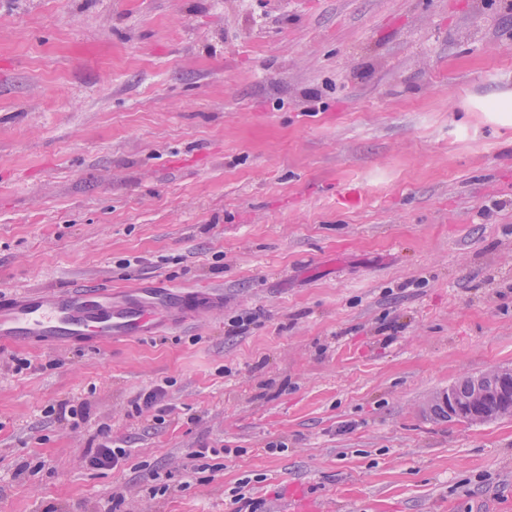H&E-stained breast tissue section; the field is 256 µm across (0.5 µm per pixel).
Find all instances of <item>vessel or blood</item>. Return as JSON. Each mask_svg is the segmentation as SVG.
<instances>
[{
	"instance_id": "vessel-or-blood-1",
	"label": "vessel or blood",
	"mask_w": 512,
	"mask_h": 512,
	"mask_svg": "<svg viewBox=\"0 0 512 512\" xmlns=\"http://www.w3.org/2000/svg\"><path fill=\"white\" fill-rule=\"evenodd\" d=\"M158 326L145 305L113 307L111 289L99 285L36 287L17 296H0V342H108L116 336H143Z\"/></svg>"
}]
</instances>
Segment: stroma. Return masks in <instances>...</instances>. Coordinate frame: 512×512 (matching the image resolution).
Here are the masks:
<instances>
[{"label":"stroma","mask_w":512,"mask_h":512,"mask_svg":"<svg viewBox=\"0 0 512 512\" xmlns=\"http://www.w3.org/2000/svg\"><path fill=\"white\" fill-rule=\"evenodd\" d=\"M86 283L190 311L0 343V512H512L428 410L512 367V0H0V293ZM89 412L88 403L81 402L77 405L70 402H60L56 405L49 406L46 410L48 417L60 422H68L72 427H78L81 422L87 418ZM127 457V449L113 446L112 441L104 437L97 448L90 450L87 464L95 469H117Z\"/></svg>","instance_id":"obj_1"}]
</instances>
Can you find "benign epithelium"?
I'll return each mask as SVG.
<instances>
[{"mask_svg":"<svg viewBox=\"0 0 512 512\" xmlns=\"http://www.w3.org/2000/svg\"><path fill=\"white\" fill-rule=\"evenodd\" d=\"M472 389L465 398L456 395L453 386L432 396L436 403L448 408L450 417L469 424H480L488 419L512 418V368H496L470 376ZM497 411L485 412L489 403Z\"/></svg>","mask_w":512,"mask_h":512,"instance_id":"1","label":"benign epithelium"}]
</instances>
